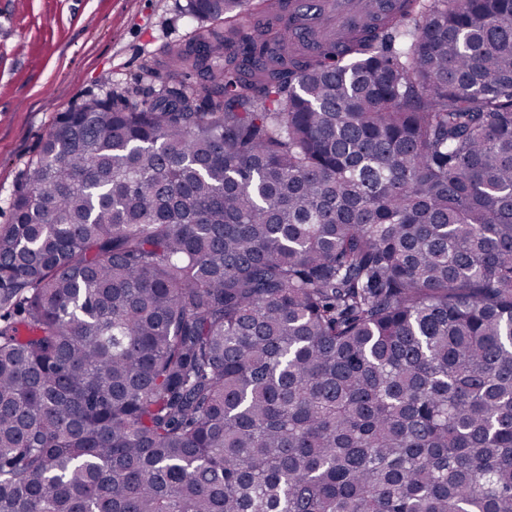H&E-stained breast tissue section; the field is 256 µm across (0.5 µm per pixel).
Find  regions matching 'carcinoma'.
<instances>
[{
  "instance_id": "1",
  "label": "carcinoma",
  "mask_w": 512,
  "mask_h": 512,
  "mask_svg": "<svg viewBox=\"0 0 512 512\" xmlns=\"http://www.w3.org/2000/svg\"><path fill=\"white\" fill-rule=\"evenodd\" d=\"M281 2L187 0L224 30L28 166L0 512H512V0L315 55L235 27Z\"/></svg>"
}]
</instances>
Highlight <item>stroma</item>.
Returning <instances> with one entry per match:
<instances>
[{
  "label": "stroma",
  "mask_w": 512,
  "mask_h": 512,
  "mask_svg": "<svg viewBox=\"0 0 512 512\" xmlns=\"http://www.w3.org/2000/svg\"><path fill=\"white\" fill-rule=\"evenodd\" d=\"M186 0H0V226L60 113L161 84L148 68L203 28Z\"/></svg>",
  "instance_id": "stroma-1"
}]
</instances>
